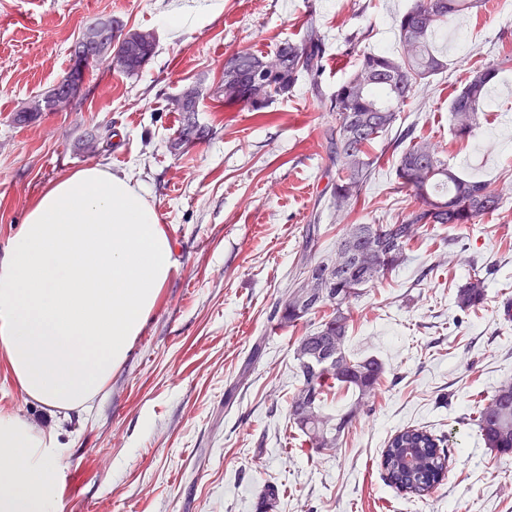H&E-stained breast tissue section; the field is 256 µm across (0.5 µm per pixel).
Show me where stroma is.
Masks as SVG:
<instances>
[{"instance_id":"obj_1","label":"stroma","mask_w":512,"mask_h":512,"mask_svg":"<svg viewBox=\"0 0 512 512\" xmlns=\"http://www.w3.org/2000/svg\"><path fill=\"white\" fill-rule=\"evenodd\" d=\"M411 3L0 0V245L46 187L97 163L149 190L179 263L89 418L30 399L0 360V411L66 445L57 512H254L268 482L281 491L277 512H512V456L486 448L473 423L512 380V201L474 224L420 229L406 262L352 300L349 351L379 358L386 374L336 450L314 452L288 420L294 341L320 317L282 328L279 307L311 263L334 254L345 225L390 224L411 205L388 135L361 196L336 210L326 108L356 63L349 37L363 31L361 49L399 53L394 18ZM175 9L193 16L177 31L161 23ZM107 17L155 33L139 73L93 71L68 109L18 121L67 72L85 28ZM312 22L325 35L323 70L271 104V120L214 96L228 56H273ZM448 26L467 30L472 50L436 40L448 68L421 82L395 128L429 141L456 173L512 191V66L493 80L472 137L456 138L449 114L470 71L512 56V10L489 0ZM190 85L202 136L179 145L184 117L172 101ZM105 134L110 151H84ZM475 272L487 300L464 312L455 290ZM410 426L450 449L447 478L421 500L389 486L378 465L389 437Z\"/></svg>"}]
</instances>
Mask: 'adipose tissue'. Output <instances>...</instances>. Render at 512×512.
I'll list each match as a JSON object with an SVG mask.
<instances>
[{
  "instance_id": "adipose-tissue-1",
  "label": "adipose tissue",
  "mask_w": 512,
  "mask_h": 512,
  "mask_svg": "<svg viewBox=\"0 0 512 512\" xmlns=\"http://www.w3.org/2000/svg\"><path fill=\"white\" fill-rule=\"evenodd\" d=\"M177 269L144 185L97 164L65 174L0 248V359L28 397L85 414ZM64 452L0 414V512H56Z\"/></svg>"
}]
</instances>
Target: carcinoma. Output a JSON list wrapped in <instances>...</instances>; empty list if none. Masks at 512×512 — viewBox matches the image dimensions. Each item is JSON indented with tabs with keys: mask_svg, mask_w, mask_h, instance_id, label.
<instances>
[{
	"mask_svg": "<svg viewBox=\"0 0 512 512\" xmlns=\"http://www.w3.org/2000/svg\"><path fill=\"white\" fill-rule=\"evenodd\" d=\"M478 0H414L412 6L395 19L401 53L359 52L355 71L330 97L329 111L336 113V124L327 130L330 160L336 167L331 196L336 209L345 210L361 195L375 172V156L370 148L385 137L397 121L399 109L410 99L420 82L448 69V60L434 47L438 29L448 19L468 14ZM324 35L314 24L299 43H286L277 52L281 66L276 71L262 67L265 57L240 52L225 60L224 79L238 82L239 96L227 93L224 103H242L260 119L271 116L267 108L288 94L300 78H316L322 69ZM512 58L473 70L465 86L453 98L450 115L454 136L472 135L486 101L491 80ZM103 65L91 62L78 40L71 49V65L61 86L81 82L85 70ZM396 168L400 187L410 192L413 204L393 224H351L343 237L355 238L354 246L367 251L360 262L349 261L335 269L332 259L310 265L308 278L318 284L323 297L311 309L297 307L295 293L288 294L280 311V324L290 327L327 306L315 330L294 343L298 361L299 386L288 407V419L304 437L309 448L320 453L338 446L357 414L380 389L385 366L377 358L351 355L348 340L349 303L361 288L395 271L406 260L405 247L416 231L430 224H474L477 218L503 208L507 197L485 181L459 176L427 141L405 133ZM487 299L485 280L474 273L456 288L455 302L462 310H475ZM346 392L353 397L342 414L326 410L328 395ZM475 425L486 447L500 455L512 453V381L496 388L490 402L478 410ZM407 448L416 449L419 465L405 470L402 456ZM380 467L388 484L399 492L422 499L445 478L448 451L445 441L424 427H407L391 436L380 457ZM262 512H275L279 502L276 485L262 489Z\"/></svg>",
	"mask_w": 512,
	"mask_h": 512,
	"instance_id": "obj_1",
	"label": "carcinoma"
}]
</instances>
